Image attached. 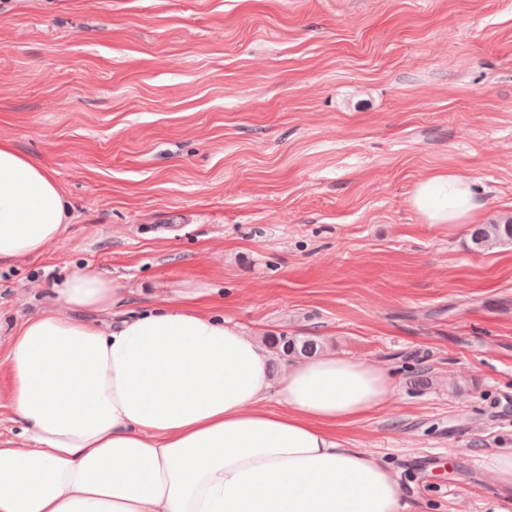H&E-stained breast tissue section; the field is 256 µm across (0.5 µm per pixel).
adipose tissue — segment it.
<instances>
[{
  "instance_id": "ef3b65f1",
  "label": "adipose tissue",
  "mask_w": 512,
  "mask_h": 512,
  "mask_svg": "<svg viewBox=\"0 0 512 512\" xmlns=\"http://www.w3.org/2000/svg\"><path fill=\"white\" fill-rule=\"evenodd\" d=\"M410 203L451 229L483 211L451 171ZM71 218L55 172L0 140V264L42 256ZM54 294L66 314L6 338L0 404L29 444L0 438V512H400L398 473L336 434L387 403L386 368L324 353L273 377L267 344L198 288L135 311L124 284L80 269Z\"/></svg>"
}]
</instances>
